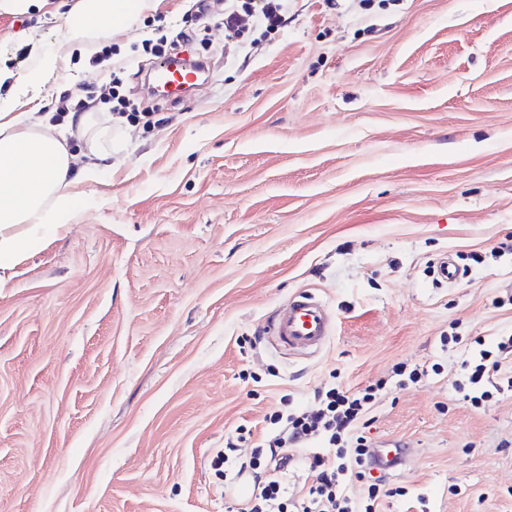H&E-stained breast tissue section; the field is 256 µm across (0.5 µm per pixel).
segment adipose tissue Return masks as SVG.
Masks as SVG:
<instances>
[{"label":"adipose tissue","instance_id":"1","mask_svg":"<svg viewBox=\"0 0 512 512\" xmlns=\"http://www.w3.org/2000/svg\"><path fill=\"white\" fill-rule=\"evenodd\" d=\"M161 0H74L65 36L70 47L88 41L131 39L145 11ZM51 54L23 75L0 71V83L13 81L29 99L40 97L45 80L67 65ZM77 132L88 143L89 159L77 163L65 132L50 115L0 112V271L17 266L43 245L42 229L72 207L80 187L99 183L112 146V129L97 125L93 113L77 117Z\"/></svg>","mask_w":512,"mask_h":512}]
</instances>
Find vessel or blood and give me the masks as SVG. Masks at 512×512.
Instances as JSON below:
<instances>
[{
  "label": "vessel or blood",
  "instance_id": "1",
  "mask_svg": "<svg viewBox=\"0 0 512 512\" xmlns=\"http://www.w3.org/2000/svg\"><path fill=\"white\" fill-rule=\"evenodd\" d=\"M205 69V62L169 57L155 67L150 83L162 98L175 101L197 86ZM333 329L327 304L312 293L302 292L277 312L266 333L285 354L305 357L320 352ZM411 453V448L395 444L375 453L374 460L377 467L393 470Z\"/></svg>",
  "mask_w": 512,
  "mask_h": 512
}]
</instances>
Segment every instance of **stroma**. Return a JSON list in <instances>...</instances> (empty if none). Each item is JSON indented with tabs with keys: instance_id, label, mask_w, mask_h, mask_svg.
<instances>
[{
	"instance_id": "1",
	"label": "stroma",
	"mask_w": 512,
	"mask_h": 512,
	"mask_svg": "<svg viewBox=\"0 0 512 512\" xmlns=\"http://www.w3.org/2000/svg\"><path fill=\"white\" fill-rule=\"evenodd\" d=\"M242 0H162L149 41L196 29L211 64L179 103L147 94L143 44L83 46L54 111L111 80L151 125L114 124L104 184L0 275V512H238L213 460L249 461L289 397L355 390L396 364L372 443L409 444L380 512H512V392L456 383L475 339L512 336V0H287L268 32ZM65 13H0V66L64 53ZM445 255L467 271L440 283ZM309 291L335 317L308 358L262 332ZM460 344L443 347L441 336Z\"/></svg>"
}]
</instances>
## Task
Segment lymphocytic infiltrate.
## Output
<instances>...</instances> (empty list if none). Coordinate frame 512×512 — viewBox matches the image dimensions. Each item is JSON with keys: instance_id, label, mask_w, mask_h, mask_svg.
<instances>
[{"instance_id": "obj_1", "label": "lymphocytic infiltrate", "mask_w": 512, "mask_h": 512, "mask_svg": "<svg viewBox=\"0 0 512 512\" xmlns=\"http://www.w3.org/2000/svg\"><path fill=\"white\" fill-rule=\"evenodd\" d=\"M284 0H245L242 11L224 15V26L237 29L243 13H250L265 30H277L283 21ZM512 355V336L498 342L496 350H473L463 362L468 384L493 382L502 361ZM379 380L357 391L328 389L320 405L311 410H276L264 418L263 439L255 449L267 473L256 481L252 497L241 512H377L378 500L386 485L385 475H374L372 450L367 436L358 432L380 391ZM312 445L309 470L312 480L304 494L285 508L286 475L293 449ZM367 484V499L357 504L346 494L351 479Z\"/></svg>"}]
</instances>
